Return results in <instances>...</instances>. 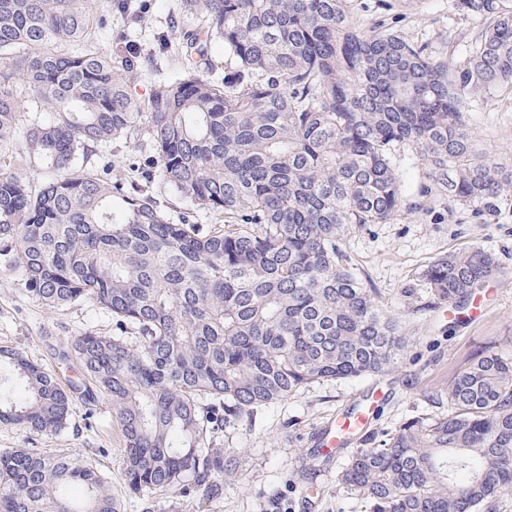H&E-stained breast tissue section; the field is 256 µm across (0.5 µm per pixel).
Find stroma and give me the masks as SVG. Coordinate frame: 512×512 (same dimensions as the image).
<instances>
[{"label":"stroma","mask_w":512,"mask_h":512,"mask_svg":"<svg viewBox=\"0 0 512 512\" xmlns=\"http://www.w3.org/2000/svg\"><path fill=\"white\" fill-rule=\"evenodd\" d=\"M176 4L146 0L140 21L117 14L102 18L106 30L101 38L113 61L129 60L136 68L131 91L139 99H146L154 79L167 75L174 64L172 48L160 46L159 38L175 18ZM351 5L359 28H392L441 59L462 53L481 30L478 20L453 9L452 0H351ZM463 119L482 148L512 161L511 91H474ZM147 154V148L113 141L112 178L153 197L174 221L218 223V215L194 208L162 179L144 178L141 166ZM398 177L403 201L397 215L383 224L347 226L342 248L349 265L400 318L412 342L407 354L384 377L311 385L216 438L215 448L237 449V472L225 478L212 500L176 495L151 500L129 494L122 474L121 427L104 396L89 405L74 401L66 429L56 435L0 426V449L84 454L107 475L108 490L124 512H367L363 502L333 481L351 449L359 447L358 439H351L330 468L315 475L316 496L301 491V450L316 447L327 427L353 411L367 417V431L379 438L416 414L447 411V404L429 401L432 391L446 389L484 351L512 358V198L490 209L449 201L432 190L428 166L418 159L401 163ZM475 245L492 251L503 269L501 276L487 281L492 295L477 319L467 308L435 306L421 281L422 271L436 259ZM87 331L117 333L111 315L94 302L51 310L27 293L15 274L0 271V346L15 347L61 379L85 387L90 380L79 361H63L58 354L68 340Z\"/></svg>","instance_id":"obj_1"}]
</instances>
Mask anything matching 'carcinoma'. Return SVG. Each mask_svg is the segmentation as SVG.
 <instances>
[{
	"mask_svg": "<svg viewBox=\"0 0 512 512\" xmlns=\"http://www.w3.org/2000/svg\"><path fill=\"white\" fill-rule=\"evenodd\" d=\"M92 4L0 0V149L42 173L0 167V266L50 309L91 300L134 332L70 343L119 419L126 488L208 500L234 471L216 435L312 384L381 376L409 347L341 247L345 227L398 212L397 150L415 149L460 204L512 187L462 120L473 91L512 87V0H455L483 28L450 61L391 28L358 29L349 0H181L201 24L144 101L95 38ZM119 138L146 142L145 177L224 224H175L86 167ZM500 274L474 246L421 279L459 309ZM444 397L448 412L361 439L336 486L369 512H497L512 490V359L483 353L429 400ZM72 401L57 374L0 346V426L57 434ZM0 512L121 506L89 460L12 448L0 450Z\"/></svg>",
	"mask_w": 512,
	"mask_h": 512,
	"instance_id": "cac0c4a2",
	"label": "carcinoma"
}]
</instances>
